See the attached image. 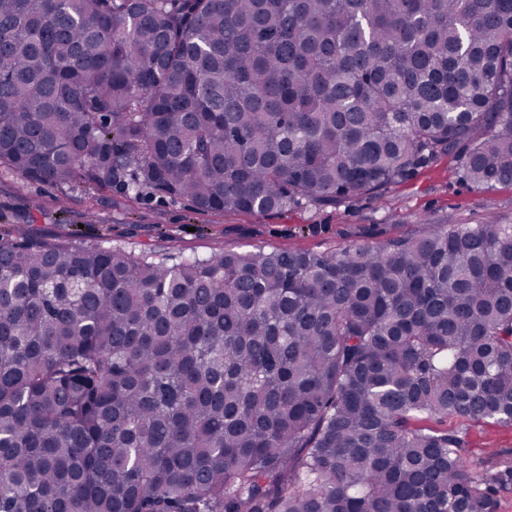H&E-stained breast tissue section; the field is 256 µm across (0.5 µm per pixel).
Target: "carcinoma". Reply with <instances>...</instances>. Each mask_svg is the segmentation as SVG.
<instances>
[{
  "label": "carcinoma",
  "instance_id": "carcinoma-1",
  "mask_svg": "<svg viewBox=\"0 0 512 512\" xmlns=\"http://www.w3.org/2000/svg\"><path fill=\"white\" fill-rule=\"evenodd\" d=\"M512 185V0H0V168L204 212ZM512 224L168 263L0 234V512H498ZM415 425L461 432L467 440L465 456L468 463H476L484 470L495 472L505 462L512 463V426L453 419L438 422L434 418L416 421Z\"/></svg>",
  "mask_w": 512,
  "mask_h": 512
}]
</instances>
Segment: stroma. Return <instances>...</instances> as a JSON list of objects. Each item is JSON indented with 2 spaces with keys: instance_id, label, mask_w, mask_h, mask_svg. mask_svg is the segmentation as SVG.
Here are the masks:
<instances>
[{
  "instance_id": "obj_1",
  "label": "stroma",
  "mask_w": 512,
  "mask_h": 512,
  "mask_svg": "<svg viewBox=\"0 0 512 512\" xmlns=\"http://www.w3.org/2000/svg\"><path fill=\"white\" fill-rule=\"evenodd\" d=\"M512 224V186L476 190L456 155L438 156L383 197L363 195L335 206L299 203L268 214L197 210L185 198L115 187L68 188L0 170V233L23 227L43 239L107 240L176 263L225 251L327 252L349 244L410 237L431 224ZM467 440L468 462L493 472L512 463V426L448 419Z\"/></svg>"
}]
</instances>
